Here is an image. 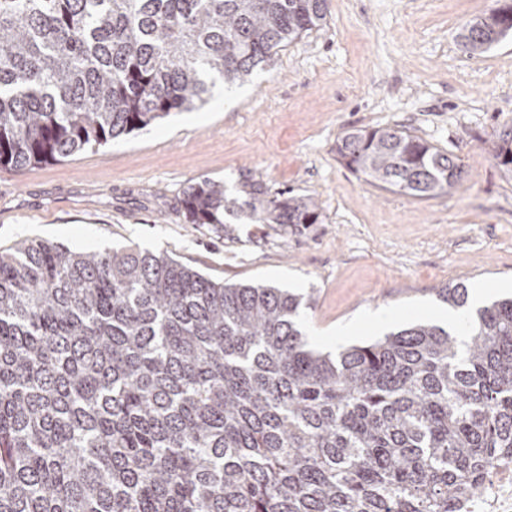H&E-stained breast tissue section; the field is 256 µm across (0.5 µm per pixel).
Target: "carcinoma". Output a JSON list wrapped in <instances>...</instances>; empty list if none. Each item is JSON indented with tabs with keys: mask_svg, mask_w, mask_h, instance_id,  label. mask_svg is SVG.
<instances>
[{
	"mask_svg": "<svg viewBox=\"0 0 512 512\" xmlns=\"http://www.w3.org/2000/svg\"><path fill=\"white\" fill-rule=\"evenodd\" d=\"M327 0H0V167L104 146L193 112L326 18ZM483 52L512 10L467 23ZM372 186L428 199L459 158L398 128L336 143ZM493 157L512 176V130ZM202 179L190 224L248 210L316 224L313 199ZM438 299L466 305L468 287ZM303 296L217 282L163 253L24 239L0 252V512H454L512 457V298L470 341L416 322L336 356Z\"/></svg>",
	"mask_w": 512,
	"mask_h": 512,
	"instance_id": "carcinoma-1",
	"label": "carcinoma"
}]
</instances>
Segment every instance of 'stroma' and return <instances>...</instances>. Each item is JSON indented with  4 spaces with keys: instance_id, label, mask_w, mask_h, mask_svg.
I'll return each instance as SVG.
<instances>
[{
    "instance_id": "obj_1",
    "label": "stroma",
    "mask_w": 512,
    "mask_h": 512,
    "mask_svg": "<svg viewBox=\"0 0 512 512\" xmlns=\"http://www.w3.org/2000/svg\"><path fill=\"white\" fill-rule=\"evenodd\" d=\"M322 25L211 103L65 160L0 168V251L23 239L71 249L134 245L220 281L313 297L307 334L354 323L345 346L446 312L437 287L512 294V176L488 150L512 128V35L470 53L463 27L494 0H327ZM407 127L459 158L448 192L418 200L336 160L362 127ZM262 183L312 198L318 223H187L184 190ZM399 318L379 328L370 314Z\"/></svg>"
}]
</instances>
